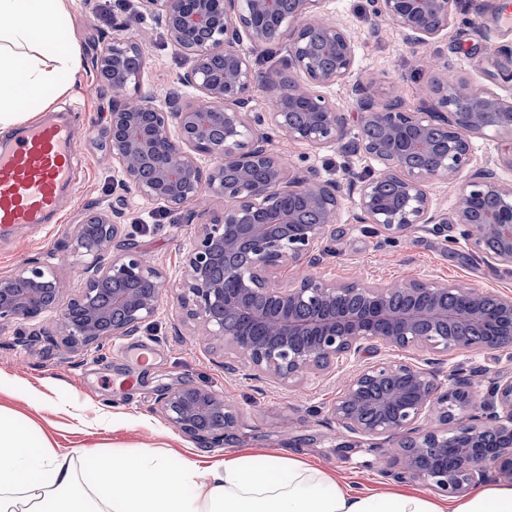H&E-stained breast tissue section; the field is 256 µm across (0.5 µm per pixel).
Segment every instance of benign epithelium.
Instances as JSON below:
<instances>
[{"mask_svg":"<svg viewBox=\"0 0 512 512\" xmlns=\"http://www.w3.org/2000/svg\"><path fill=\"white\" fill-rule=\"evenodd\" d=\"M326 0H140L141 15L163 28L188 62L179 91L159 98L139 92L112 100L102 135L113 181L146 205L184 212L190 223L207 213L208 196L224 201L200 224L185 256L177 302L197 321L199 339L219 340L233 360L269 380L298 384L328 373L342 356L373 341L393 350L448 353L457 349L512 352V295L431 279L338 283L313 272L335 231L342 185L313 166L290 170L273 134L318 150L360 151L378 165L358 189L356 220L404 233L453 224L457 239L490 264L512 272V182L474 164L473 141L512 138V59L494 61L480 92L444 74L432 81L426 108H410L375 82L350 84L354 111L327 90L351 77L355 45L345 28L317 20ZM457 0H370L407 43L442 37ZM112 50L96 58L115 93L141 87L145 58L112 15ZM285 50V68L257 70L250 55ZM262 86L269 105H253ZM471 168L451 211L435 208L426 184L448 182ZM120 204L99 205L73 225L74 254L90 258L82 291L61 299L56 275L29 261L0 277V321L54 316L63 343L100 344L133 336L159 314L169 287L161 267L143 256L118 222ZM307 273L289 286L278 272ZM404 361L367 363L330 407L357 438L395 439L399 479L461 495L494 477L512 484V373L497 372L483 395L455 367L443 373ZM163 418L183 435L220 445L238 426L224 396L203 385L170 389L158 400ZM432 419L435 427L420 422Z\"/></svg>","mask_w":512,"mask_h":512,"instance_id":"7a95c632","label":"benign epithelium"}]
</instances>
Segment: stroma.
Segmentation results:
<instances>
[{
	"instance_id": "stroma-1",
	"label": "stroma",
	"mask_w": 512,
	"mask_h": 512,
	"mask_svg": "<svg viewBox=\"0 0 512 512\" xmlns=\"http://www.w3.org/2000/svg\"><path fill=\"white\" fill-rule=\"evenodd\" d=\"M120 11L144 52L143 89L165 97L176 88L186 61L162 28L142 20L139 0H91L87 5L77 0L65 37L85 61H92L111 42L112 16ZM325 16L343 24L355 44V79L376 81L413 108L430 101L434 69L448 68L479 90L488 84L489 62L512 54V26L501 22L499 0H460L447 34L415 46L407 44L389 20L374 16L369 0H327ZM112 97L111 87L90 69L80 86L54 102L53 111L71 113L80 133L73 185L62 201L57 223L0 236V276L36 260L54 268L64 298L78 293L82 260L72 250V226L87 209L117 196L112 189V158L92 143ZM274 146L289 164L313 165L321 176L344 183L370 168L365 158L313 149L282 134L275 135ZM354 200L347 194L341 201L336 230L319 266L326 278L380 283L427 278L512 294V275L487 263L464 243L448 242L426 230L399 235L373 232L370 225L356 223ZM125 222L132 225L147 258L163 267L171 281H178L197 224L133 197ZM33 330L40 331V339L24 340V333ZM356 368L351 361L328 377L309 374L296 389L244 367L225 371L221 342L207 344L194 337L192 321L168 296L154 326L99 347H66L49 315L25 324L0 323V373L6 377L0 383V406L29 418L61 452L82 446L129 452L160 448L176 460L203 461L241 451L258 459L294 455L310 459L360 490L399 488V480L390 474L391 441L380 437L352 446L329 412ZM183 383L208 386L237 410L239 427L223 445L190 439L160 416L161 394ZM43 396L61 405V412L39 408L36 401Z\"/></svg>"
}]
</instances>
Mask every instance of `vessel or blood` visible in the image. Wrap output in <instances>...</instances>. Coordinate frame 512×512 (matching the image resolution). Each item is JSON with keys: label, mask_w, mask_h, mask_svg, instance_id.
Listing matches in <instances>:
<instances>
[{"label": "vessel or blood", "mask_w": 512, "mask_h": 512, "mask_svg": "<svg viewBox=\"0 0 512 512\" xmlns=\"http://www.w3.org/2000/svg\"><path fill=\"white\" fill-rule=\"evenodd\" d=\"M78 136L65 114L48 115L0 140V232L50 224L72 184Z\"/></svg>", "instance_id": "1"}]
</instances>
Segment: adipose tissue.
Segmentation results:
<instances>
[{
	"label": "adipose tissue",
	"instance_id": "ef3b65f1",
	"mask_svg": "<svg viewBox=\"0 0 512 512\" xmlns=\"http://www.w3.org/2000/svg\"><path fill=\"white\" fill-rule=\"evenodd\" d=\"M75 0H0V133L28 123L85 75L63 37ZM94 462L82 482L79 460ZM53 510H46V503ZM0 512H512V486L464 497L363 491L298 458L234 455L172 462L168 452L83 447L59 453L21 416L0 412Z\"/></svg>",
	"mask_w": 512,
	"mask_h": 512
}]
</instances>
